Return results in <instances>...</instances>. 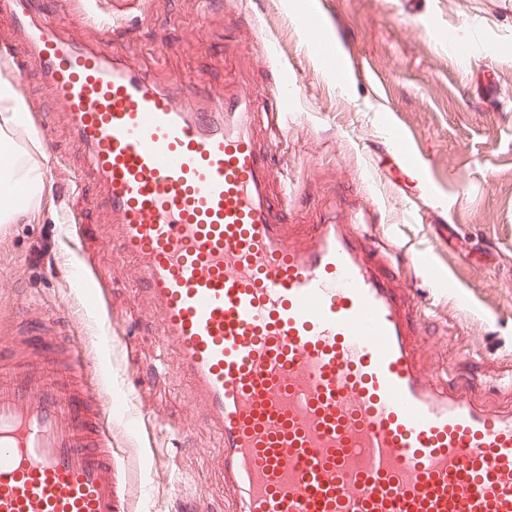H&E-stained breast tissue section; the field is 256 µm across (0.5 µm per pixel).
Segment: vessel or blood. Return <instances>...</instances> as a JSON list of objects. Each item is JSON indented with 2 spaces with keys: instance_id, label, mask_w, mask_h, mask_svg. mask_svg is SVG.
<instances>
[{
  "instance_id": "obj_1",
  "label": "vessel or blood",
  "mask_w": 512,
  "mask_h": 512,
  "mask_svg": "<svg viewBox=\"0 0 512 512\" xmlns=\"http://www.w3.org/2000/svg\"><path fill=\"white\" fill-rule=\"evenodd\" d=\"M0 0L85 149L158 314L161 342L221 435L213 454L239 512H512V411L481 406L415 357L386 248L357 212L328 207L293 230L288 193L244 93L182 104L112 54ZM298 96L281 71L272 118ZM399 164L418 169L403 135ZM56 321L0 343V512H127L111 407L85 382Z\"/></svg>"
}]
</instances>
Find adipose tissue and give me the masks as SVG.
Wrapping results in <instances>:
<instances>
[{
	"label": "adipose tissue",
	"instance_id": "ef3b65f1",
	"mask_svg": "<svg viewBox=\"0 0 512 512\" xmlns=\"http://www.w3.org/2000/svg\"><path fill=\"white\" fill-rule=\"evenodd\" d=\"M28 106L13 85L0 80V224H12L23 207L33 206L43 189V172L34 150L20 142L21 121ZM25 192L24 206L5 194V187Z\"/></svg>",
	"mask_w": 512,
	"mask_h": 512
}]
</instances>
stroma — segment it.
<instances>
[{"label": "stroma", "mask_w": 512, "mask_h": 512, "mask_svg": "<svg viewBox=\"0 0 512 512\" xmlns=\"http://www.w3.org/2000/svg\"><path fill=\"white\" fill-rule=\"evenodd\" d=\"M112 50L159 85L226 84L269 101L280 69L299 96L273 144L291 176V211L315 220L325 199L367 210L400 253V286L420 365L468 383L474 401L512 404V0H139ZM311 13L340 61L313 48ZM451 30L448 45L440 30ZM0 14V76L46 110L58 160L42 161L35 209L0 230V341L50 313L94 357L90 380L118 395L113 456L133 486L132 512H235L192 383L160 349V319L135 281L105 188L90 175L63 112ZM403 133L411 172L387 150ZM85 213L83 236L66 222ZM114 335L117 346L102 348Z\"/></svg>", "instance_id": "obj_1"}]
</instances>
